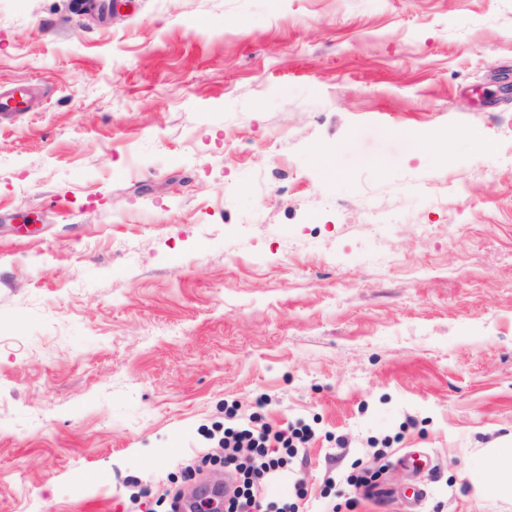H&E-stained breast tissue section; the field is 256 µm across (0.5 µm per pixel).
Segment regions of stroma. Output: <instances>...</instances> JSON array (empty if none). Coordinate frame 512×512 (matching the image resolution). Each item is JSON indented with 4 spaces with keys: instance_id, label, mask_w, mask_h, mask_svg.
Wrapping results in <instances>:
<instances>
[{
    "instance_id": "1",
    "label": "stroma",
    "mask_w": 512,
    "mask_h": 512,
    "mask_svg": "<svg viewBox=\"0 0 512 512\" xmlns=\"http://www.w3.org/2000/svg\"><path fill=\"white\" fill-rule=\"evenodd\" d=\"M0 0V512H512V0ZM492 151H484L483 143ZM31 94V88L20 83L18 86L4 94H0V112H22L26 108L27 97ZM313 431L308 425L294 427L291 431H275L265 425L254 428L246 426L224 427V437L218 441L224 448V463L234 465L241 475L242 486H237L225 501L226 512H256L261 507L257 492L262 489L270 476L282 468L287 461L284 456L269 453V448H284L287 456L294 454V448L307 443ZM276 443V444H273ZM241 448H248L250 455L240 456ZM488 467L494 474L493 482L483 481L482 469H471L461 474V480L468 481L476 488L502 497L512 498V442L498 448H491L487 461Z\"/></svg>"
}]
</instances>
